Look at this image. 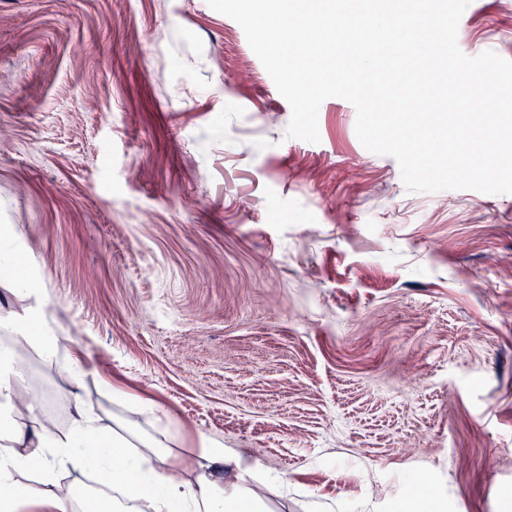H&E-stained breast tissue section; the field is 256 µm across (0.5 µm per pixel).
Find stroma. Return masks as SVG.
<instances>
[{
    "label": "stroma",
    "instance_id": "obj_1",
    "mask_svg": "<svg viewBox=\"0 0 512 512\" xmlns=\"http://www.w3.org/2000/svg\"><path fill=\"white\" fill-rule=\"evenodd\" d=\"M457 42L512 60V0ZM207 0H0V230L61 357L17 348L45 427L200 438L287 489L272 512H512V194L407 192L326 99L319 143ZM90 374L75 380L65 358Z\"/></svg>",
    "mask_w": 512,
    "mask_h": 512
}]
</instances>
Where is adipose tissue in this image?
I'll return each mask as SVG.
<instances>
[{"instance_id": "obj_1", "label": "adipose tissue", "mask_w": 512, "mask_h": 512, "mask_svg": "<svg viewBox=\"0 0 512 512\" xmlns=\"http://www.w3.org/2000/svg\"><path fill=\"white\" fill-rule=\"evenodd\" d=\"M0 330L45 360L58 356L42 308L1 319ZM72 407L67 433H47L41 406L18 404L14 351L0 347V512H18L24 504L42 512H137L142 500L151 512H268L255 485L285 483L284 476L260 474L242 454L214 447L202 450L195 482L176 480L166 472L165 430L146 439L106 433L80 398ZM69 468L93 473L99 492L57 495L56 477Z\"/></svg>"}]
</instances>
